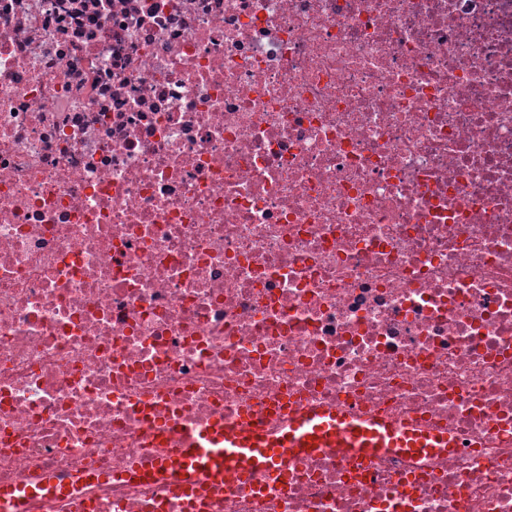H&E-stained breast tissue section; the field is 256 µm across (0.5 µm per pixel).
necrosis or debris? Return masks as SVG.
<instances>
[{"label":"necrosis or debris","mask_w":512,"mask_h":512,"mask_svg":"<svg viewBox=\"0 0 512 512\" xmlns=\"http://www.w3.org/2000/svg\"><path fill=\"white\" fill-rule=\"evenodd\" d=\"M461 448L139 476L280 403ZM12 512H512V0H0ZM21 493L26 495H65L68 493V485L66 480L57 477H50L36 487L28 486L25 482L19 481L14 486L4 487L0 490L1 505L11 502V500L17 498V495Z\"/></svg>","instance_id":"necrosis-or-debris-1"}]
</instances>
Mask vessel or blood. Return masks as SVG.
Here are the masks:
<instances>
[{"label":"vessel or blood","instance_id":"vessel-or-blood-1","mask_svg":"<svg viewBox=\"0 0 512 512\" xmlns=\"http://www.w3.org/2000/svg\"><path fill=\"white\" fill-rule=\"evenodd\" d=\"M457 440L440 431H420L407 423H394L368 415L324 408L297 409L287 425L269 430L256 418L235 423L219 419L195 429L182 439L172 458L149 467L145 477L162 473L178 487L195 489L224 486L228 490L248 488L252 473L265 474L270 483L288 486L291 463L329 450L348 455L374 457L389 452L426 455L457 447ZM66 480L51 477L32 487L25 482L0 489V502L18 494L64 495Z\"/></svg>","mask_w":512,"mask_h":512}]
</instances>
